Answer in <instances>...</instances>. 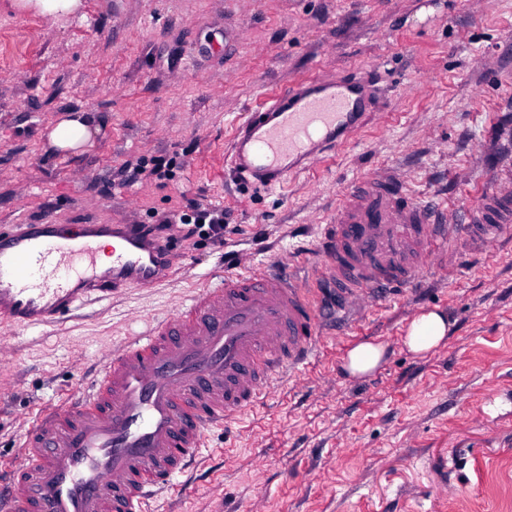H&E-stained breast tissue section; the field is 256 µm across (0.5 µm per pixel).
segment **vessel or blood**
Here are the masks:
<instances>
[{
	"instance_id": "obj_1",
	"label": "vessel or blood",
	"mask_w": 512,
	"mask_h": 512,
	"mask_svg": "<svg viewBox=\"0 0 512 512\" xmlns=\"http://www.w3.org/2000/svg\"><path fill=\"white\" fill-rule=\"evenodd\" d=\"M362 85L316 75L249 112L232 168L271 190L360 128ZM512 231V171L477 219L384 173L351 183L317 247L316 287L280 269H227L174 315L128 333L99 375L44 410L0 470V512H145L199 457L209 430L231 427L281 379L315 356L329 321L366 297L411 287L449 238L487 244ZM164 240L134 224H11L0 228V324L61 323L82 306L170 277Z\"/></svg>"
}]
</instances>
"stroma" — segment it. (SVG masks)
Segmentation results:
<instances>
[{
    "label": "stroma",
    "instance_id": "1",
    "mask_svg": "<svg viewBox=\"0 0 512 512\" xmlns=\"http://www.w3.org/2000/svg\"><path fill=\"white\" fill-rule=\"evenodd\" d=\"M320 73L365 86L363 127L277 189H247L228 158L237 128ZM70 112L99 131L63 154L46 132ZM159 156L174 162L166 183L121 171ZM510 164L512 0H82L56 21L0 0V226L155 224L186 198L230 212L220 244L172 230L166 285L10 331L0 465L42 409L98 372L105 347L173 313L225 257L315 265L351 182L397 171L453 218ZM434 308L448 337L413 355L405 328ZM366 341L386 356L351 378L344 358ZM201 470L148 512H512V235L449 247L415 287L337 323L300 377L209 433Z\"/></svg>",
    "mask_w": 512,
    "mask_h": 512
}]
</instances>
